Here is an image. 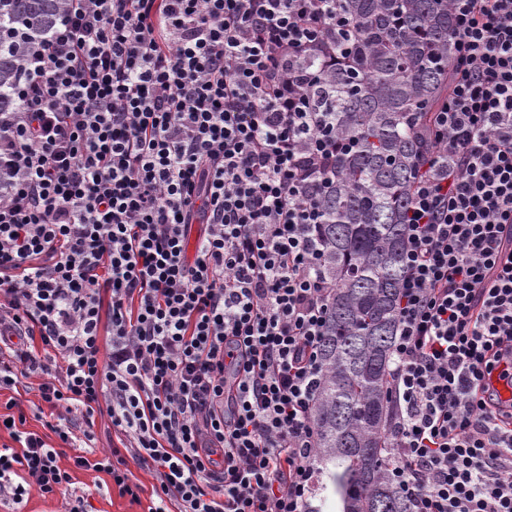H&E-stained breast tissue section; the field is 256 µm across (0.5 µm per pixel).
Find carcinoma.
<instances>
[{"label": "carcinoma", "instance_id": "1", "mask_svg": "<svg viewBox=\"0 0 512 512\" xmlns=\"http://www.w3.org/2000/svg\"><path fill=\"white\" fill-rule=\"evenodd\" d=\"M344 54L323 65L310 93L349 146L336 153L319 197L322 269L335 288L320 343L312 413L317 464L343 512H409L383 465L390 358L403 272L404 215L415 178L439 159L435 113L453 61L448 0H340ZM66 13L65 0H0V112L17 106L31 42Z\"/></svg>", "mask_w": 512, "mask_h": 512}]
</instances>
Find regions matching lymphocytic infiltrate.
<instances>
[{"mask_svg": "<svg viewBox=\"0 0 512 512\" xmlns=\"http://www.w3.org/2000/svg\"><path fill=\"white\" fill-rule=\"evenodd\" d=\"M445 169L407 210L383 463L410 512H512V0H449ZM338 0H68L0 113V501L69 499L76 467L147 512H311L333 288L319 195L339 144L306 90ZM203 235L195 251L193 225ZM9 397H14L19 405V408L25 412L27 416L26 427L31 430L43 432L44 427L42 426V421L34 417V414H37V410L34 404L41 405L37 396V392H35V390H30L29 388L25 389L21 386H18V388H13L12 390H0V405L2 401V406L4 407V403ZM3 407L2 410L0 407V412L2 413L5 412ZM93 422L94 425L91 426V430L94 432L96 440L92 446H96L98 449L108 448L112 439L118 445V439L112 431V424L106 413L95 414Z\"/></svg>", "mask_w": 512, "mask_h": 512, "instance_id": "1", "label": "lymphocytic infiltrate"}]
</instances>
